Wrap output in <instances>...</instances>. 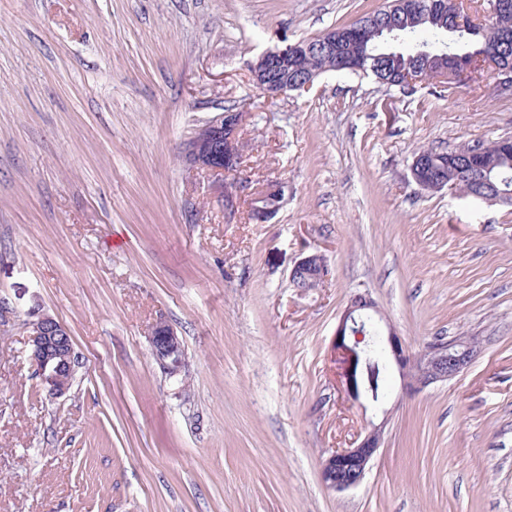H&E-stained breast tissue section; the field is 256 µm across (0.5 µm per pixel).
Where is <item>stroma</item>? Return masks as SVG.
Wrapping results in <instances>:
<instances>
[{"label":"stroma","instance_id":"35a3bbf8","mask_svg":"<svg viewBox=\"0 0 512 512\" xmlns=\"http://www.w3.org/2000/svg\"><path fill=\"white\" fill-rule=\"evenodd\" d=\"M384 0H0V512H512V206L428 192L423 149L512 137L491 71L387 88L344 71L271 97L265 51ZM239 112L241 164L181 157ZM238 181L233 208L218 182ZM279 211L252 213L270 187ZM321 253L328 274L289 279ZM365 293L409 351L475 336L463 373L353 399L336 328ZM82 366L49 397L31 309ZM165 320L176 376L150 354ZM383 444L339 493L321 464ZM149 343L151 355L160 368L170 376L179 374L185 359V347L176 331L165 322H157L152 328Z\"/></svg>","mask_w":512,"mask_h":512}]
</instances>
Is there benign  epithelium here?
<instances>
[{"instance_id":"obj_1","label":"benign epithelium","mask_w":512,"mask_h":512,"mask_svg":"<svg viewBox=\"0 0 512 512\" xmlns=\"http://www.w3.org/2000/svg\"><path fill=\"white\" fill-rule=\"evenodd\" d=\"M419 5L425 6V13L431 17L444 13L451 6L457 24L473 21L463 7V0H445L441 4L431 0L424 3L421 0ZM402 25V21L391 17L387 24L364 33L359 43L372 42V52L365 54L349 55L345 47L336 44L334 40L316 44L312 38L289 44L283 49L270 50L250 66L252 79L270 96L289 91H308L315 82L314 77L300 76L288 80L289 61L320 50L332 56L339 70H361L369 58L375 60L401 52L403 40L399 31ZM442 59L445 65L434 72L436 79L454 80L487 66L493 68L499 91L508 94L512 92V61L509 59L492 61L482 56L472 59L470 64L462 68L457 64V56L444 55ZM239 127L238 113H219L206 125V134H195L184 142L183 157L193 167L224 173L227 170L224 160L240 163ZM411 175L423 189L458 188L456 180L451 183L444 177L428 180V165L419 155L414 158ZM477 185L478 192L470 191L467 196L488 204H512V194L499 191L485 175L477 178ZM326 272L324 256L313 253L303 257L293 267L290 279L295 282L305 277L318 283L324 279ZM376 314L378 310L375 302L366 294H356L351 298L336 329V346L347 353L351 365L356 367L360 358H365L368 370L367 391L371 392L374 400L378 399L380 387V357L385 358L398 372L403 393L416 395L462 373L479 348L474 338L462 336L451 340L437 338L426 343L419 352L412 353L393 329L385 333L381 331L374 318ZM26 325L29 328V359L34 373L46 385L50 396L64 395L72 386L73 373L78 366L69 331L55 317L39 311L29 313ZM149 343L151 355L160 368L170 376L179 374L185 359V347L176 331L160 321L152 328ZM383 427L382 423L372 426L362 439L354 442V446L336 450L323 461L321 476L330 489L346 492L361 484L371 461L381 448Z\"/></svg>"}]
</instances>
